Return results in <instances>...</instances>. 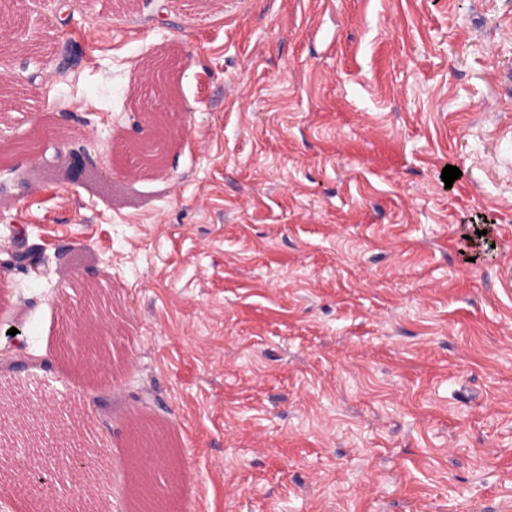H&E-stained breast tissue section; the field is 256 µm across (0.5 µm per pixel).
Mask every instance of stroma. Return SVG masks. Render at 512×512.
<instances>
[{"label":"stroma","instance_id":"obj_1","mask_svg":"<svg viewBox=\"0 0 512 512\" xmlns=\"http://www.w3.org/2000/svg\"><path fill=\"white\" fill-rule=\"evenodd\" d=\"M0 48V450H89L128 512L131 419L169 512H503L512 503V0H26ZM166 59L177 138H147ZM111 173L34 181L42 135ZM461 176L445 186V166ZM489 225L479 248L468 240ZM99 311L76 369L63 334ZM143 112L147 125L152 127L156 133L153 137L147 140L129 146L128 153L141 157L143 165L156 167L155 160L160 155L155 156L156 153L151 145L160 137H164L165 139L167 138V134L169 133L167 123L168 113H164L167 112V110L149 111L147 109H144ZM2 253H7L9 257L4 260H0V267L1 269H8L12 267H34L37 268L38 266L43 265L46 267V264L48 263L47 258L40 252L36 250L31 251H13L12 249H6Z\"/></svg>","mask_w":512,"mask_h":512}]
</instances>
